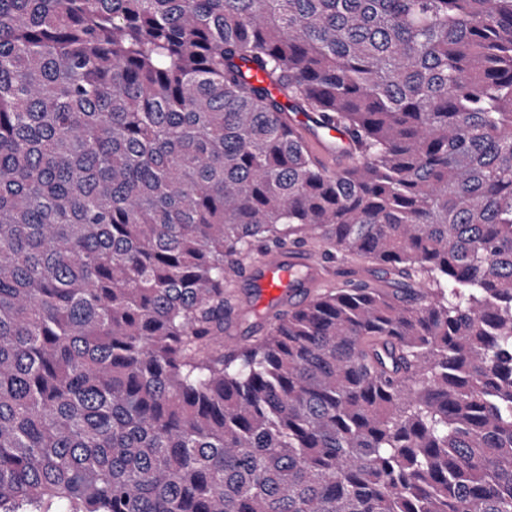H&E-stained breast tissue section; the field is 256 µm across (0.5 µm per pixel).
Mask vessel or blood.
<instances>
[{
  "mask_svg": "<svg viewBox=\"0 0 512 512\" xmlns=\"http://www.w3.org/2000/svg\"><path fill=\"white\" fill-rule=\"evenodd\" d=\"M288 119L302 135L319 167L335 173L354 147L343 128L326 123L321 113L294 112ZM259 298L267 304H297L319 287L324 270L314 251L306 247L266 251L246 270Z\"/></svg>",
  "mask_w": 512,
  "mask_h": 512,
  "instance_id": "obj_1",
  "label": "vessel or blood"
}]
</instances>
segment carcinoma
Returning a JSON list of instances; mask_svg holds the SVG:
<instances>
[{
    "instance_id": "obj_1",
    "label": "carcinoma",
    "mask_w": 512,
    "mask_h": 512,
    "mask_svg": "<svg viewBox=\"0 0 512 512\" xmlns=\"http://www.w3.org/2000/svg\"><path fill=\"white\" fill-rule=\"evenodd\" d=\"M0 512H512V0H0ZM289 122L305 138L319 167L330 174L336 173L354 147L350 134L336 124H328L321 112H294ZM322 256L324 247L309 240L304 243ZM256 243L248 256L241 257L239 267H244L261 258L248 267L245 272L253 283L242 274H229L224 283V348L227 340L232 337L252 339L262 336L276 318L292 306H256L255 288L259 298L267 304H298L309 296L314 288L312 299L330 288L349 285L348 282L368 284L377 288H396L401 280L388 266L373 261L344 258L338 255L335 260H322L339 268H349L351 277L346 279H329L320 288L324 278V269L320 265L316 253L308 247L269 248ZM227 314V315H226Z\"/></svg>"
}]
</instances>
